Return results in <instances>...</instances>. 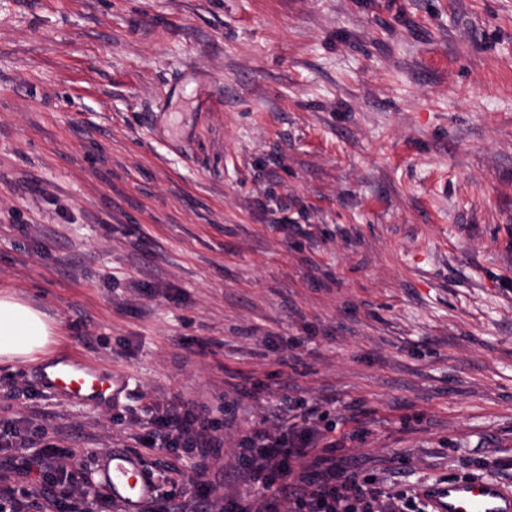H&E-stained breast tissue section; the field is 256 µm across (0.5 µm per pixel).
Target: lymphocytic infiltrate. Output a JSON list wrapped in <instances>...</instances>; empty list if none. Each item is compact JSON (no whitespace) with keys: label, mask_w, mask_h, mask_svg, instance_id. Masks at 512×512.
<instances>
[{"label":"lymphocytic infiltrate","mask_w":512,"mask_h":512,"mask_svg":"<svg viewBox=\"0 0 512 512\" xmlns=\"http://www.w3.org/2000/svg\"><path fill=\"white\" fill-rule=\"evenodd\" d=\"M157 425L164 432V447L192 448L203 489L197 497L176 504V512H210V494L216 487L213 474L223 446L211 420L205 413L173 407L159 416ZM241 447L250 456L237 478L253 497L237 504V512H279L281 501L289 503L290 512H404L396 496L380 490L364 494L337 459L335 443L317 446L308 430L292 425L273 431L257 428L244 436ZM27 448V441L18 440L16 426L0 430V512H110L111 496L99 494L90 502L69 488L63 464L66 450L50 440L35 454H28ZM21 453L35 479L20 493L11 460Z\"/></svg>","instance_id":"lymphocytic-infiltrate-1"}]
</instances>
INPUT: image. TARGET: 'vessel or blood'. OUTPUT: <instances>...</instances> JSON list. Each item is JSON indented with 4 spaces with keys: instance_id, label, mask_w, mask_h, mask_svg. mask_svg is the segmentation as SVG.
<instances>
[{
    "instance_id": "b4317fda",
    "label": "vessel or blood",
    "mask_w": 512,
    "mask_h": 512,
    "mask_svg": "<svg viewBox=\"0 0 512 512\" xmlns=\"http://www.w3.org/2000/svg\"><path fill=\"white\" fill-rule=\"evenodd\" d=\"M41 383L79 404L100 407L111 403L127 379L70 355L55 361L53 372L43 374ZM93 484L109 490L122 512H137L154 494L150 481L139 475L137 459L122 452L112 453ZM420 494L428 512H512V484L492 477L426 484Z\"/></svg>"
}]
</instances>
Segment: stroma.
<instances>
[{"label": "stroma", "mask_w": 512, "mask_h": 512, "mask_svg": "<svg viewBox=\"0 0 512 512\" xmlns=\"http://www.w3.org/2000/svg\"><path fill=\"white\" fill-rule=\"evenodd\" d=\"M0 292L131 378L91 410L0 364V420L193 454L170 405L239 441L284 399L394 493L512 483V0H0ZM233 426H225V418Z\"/></svg>", "instance_id": "1"}]
</instances>
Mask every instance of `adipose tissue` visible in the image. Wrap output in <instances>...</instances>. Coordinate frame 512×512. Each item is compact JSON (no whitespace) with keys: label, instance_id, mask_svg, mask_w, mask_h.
Returning <instances> with one entry per match:
<instances>
[{"label":"adipose tissue","instance_id":"adipose-tissue-1","mask_svg":"<svg viewBox=\"0 0 512 512\" xmlns=\"http://www.w3.org/2000/svg\"><path fill=\"white\" fill-rule=\"evenodd\" d=\"M55 334V326L38 309L0 293V363L38 360Z\"/></svg>","mask_w":512,"mask_h":512}]
</instances>
